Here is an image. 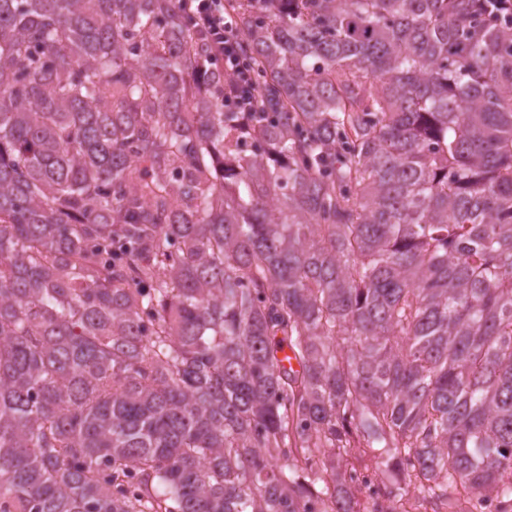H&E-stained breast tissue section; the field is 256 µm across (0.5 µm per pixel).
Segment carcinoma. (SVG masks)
I'll return each mask as SVG.
<instances>
[{
	"label": "carcinoma",
	"instance_id": "carcinoma-1",
	"mask_svg": "<svg viewBox=\"0 0 512 512\" xmlns=\"http://www.w3.org/2000/svg\"><path fill=\"white\" fill-rule=\"evenodd\" d=\"M224 12L0 0V512L512 502V12ZM189 6L193 26L209 56L224 63L235 76L236 88L227 94L225 106L234 112H255V89L238 66L237 54L234 53L236 28L233 18L224 16V0H185Z\"/></svg>",
	"mask_w": 512,
	"mask_h": 512
}]
</instances>
